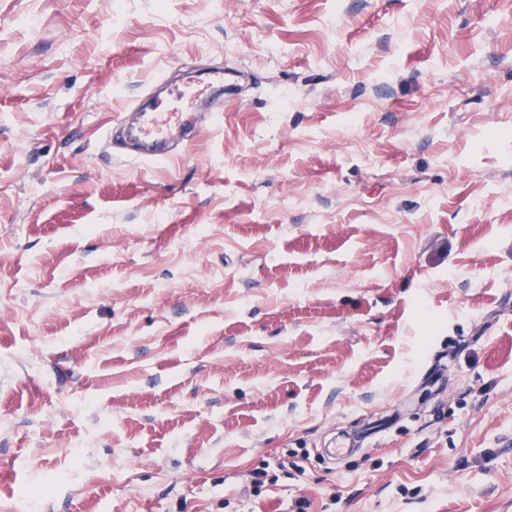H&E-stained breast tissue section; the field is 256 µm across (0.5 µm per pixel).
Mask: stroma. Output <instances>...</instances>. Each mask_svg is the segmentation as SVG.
<instances>
[{"label":"stroma","mask_w":512,"mask_h":512,"mask_svg":"<svg viewBox=\"0 0 512 512\" xmlns=\"http://www.w3.org/2000/svg\"><path fill=\"white\" fill-rule=\"evenodd\" d=\"M0 512H512V0H0ZM167 102L149 97L145 100L133 101L120 112L116 122L109 129L121 127L126 130L128 137L140 144V148L134 153L123 154L128 159L148 162L165 161L181 153L185 144L195 137V132L200 126H185L179 112H167ZM132 116L137 117V122H130ZM178 140L179 148L170 149L172 141Z\"/></svg>","instance_id":"stroma-1"}]
</instances>
